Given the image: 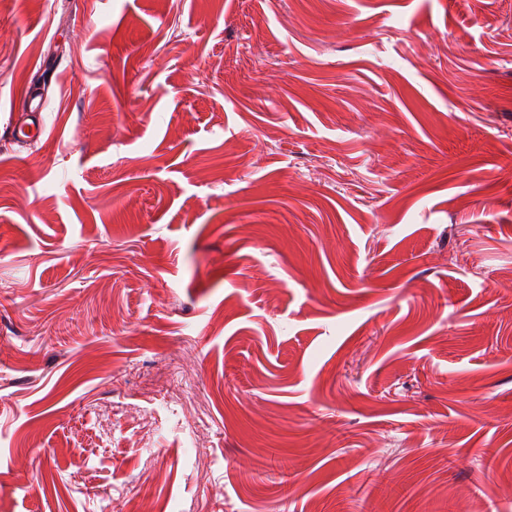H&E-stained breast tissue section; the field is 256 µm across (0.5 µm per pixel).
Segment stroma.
Listing matches in <instances>:
<instances>
[{"label": "stroma", "mask_w": 512, "mask_h": 512, "mask_svg": "<svg viewBox=\"0 0 512 512\" xmlns=\"http://www.w3.org/2000/svg\"><path fill=\"white\" fill-rule=\"evenodd\" d=\"M1 25L0 512H512V0ZM18 107L25 112L27 118L12 123L9 126V134L13 140L35 144L45 129L41 115L44 110L41 97L31 92L18 103Z\"/></svg>", "instance_id": "stroma-1"}]
</instances>
